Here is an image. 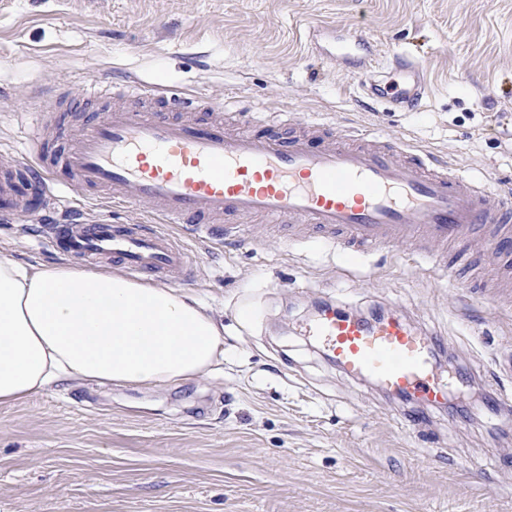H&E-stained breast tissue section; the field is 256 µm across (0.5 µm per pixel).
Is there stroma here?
<instances>
[{
    "instance_id": "obj_1",
    "label": "stroma",
    "mask_w": 512,
    "mask_h": 512,
    "mask_svg": "<svg viewBox=\"0 0 512 512\" xmlns=\"http://www.w3.org/2000/svg\"><path fill=\"white\" fill-rule=\"evenodd\" d=\"M353 51L336 54L342 38ZM406 53L426 88L392 111L406 78L373 58ZM55 76L81 100L74 130L108 108L82 101L110 79L160 89L178 114L200 97L258 120L295 112L337 133L403 138L512 194V0H0V158L27 154L34 96ZM386 92L376 100L365 87ZM61 207L149 223L147 203L112 208L56 167ZM29 211L0 217V252L27 264L69 256ZM193 261L179 285L224 326L215 370L154 388L68 381L0 406V512H512V288L490 262L441 272L383 250L349 266L289 224L168 227ZM393 309L465 372L445 405L421 407L348 377L302 334L315 304Z\"/></svg>"
}]
</instances>
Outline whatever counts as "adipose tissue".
<instances>
[{"instance_id":"adipose-tissue-1","label":"adipose tissue","mask_w":512,"mask_h":512,"mask_svg":"<svg viewBox=\"0 0 512 512\" xmlns=\"http://www.w3.org/2000/svg\"><path fill=\"white\" fill-rule=\"evenodd\" d=\"M223 355V326L178 289L0 255V405L68 379L177 382Z\"/></svg>"}]
</instances>
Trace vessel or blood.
Returning a JSON list of instances; mask_svg holds the SVG:
<instances>
[{
  "mask_svg": "<svg viewBox=\"0 0 512 512\" xmlns=\"http://www.w3.org/2000/svg\"><path fill=\"white\" fill-rule=\"evenodd\" d=\"M424 93L416 81L394 102L412 110ZM35 151L43 169L62 165L111 205L154 204L152 228L107 220L86 228L75 213L54 233L74 257L116 259L132 275L188 278L190 258L164 225L203 233L230 217L313 226L351 264L374 248H411L439 263L451 247L463 257L480 227L494 264L512 269V210L499 192L404 141L379 136L355 145L317 119L286 114L263 130L229 132L220 119L173 120L112 106L69 133L63 150L51 154L39 142ZM21 176V165L0 167V208L23 210ZM307 333L348 376L431 407L448 397L450 382L433 363L436 337L399 317L370 322L328 310Z\"/></svg>",
  "mask_w": 512,
  "mask_h": 512,
  "instance_id": "vessel-or-blood-1",
  "label": "vessel or blood"
}]
</instances>
